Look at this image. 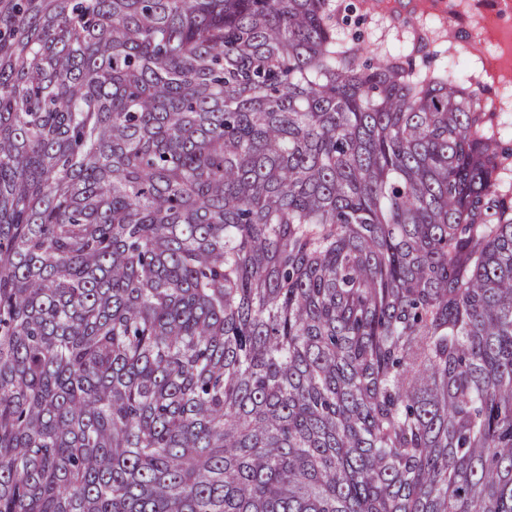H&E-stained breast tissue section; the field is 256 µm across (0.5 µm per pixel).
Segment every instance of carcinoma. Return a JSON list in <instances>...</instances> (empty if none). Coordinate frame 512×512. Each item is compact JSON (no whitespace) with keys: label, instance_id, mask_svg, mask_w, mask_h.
<instances>
[{"label":"carcinoma","instance_id":"cac0c4a2","mask_svg":"<svg viewBox=\"0 0 512 512\" xmlns=\"http://www.w3.org/2000/svg\"><path fill=\"white\" fill-rule=\"evenodd\" d=\"M325 5L0 0V512H512V151Z\"/></svg>","mask_w":512,"mask_h":512}]
</instances>
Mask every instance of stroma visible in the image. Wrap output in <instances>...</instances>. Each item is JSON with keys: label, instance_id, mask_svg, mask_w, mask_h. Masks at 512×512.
<instances>
[{"label": "stroma", "instance_id": "stroma-1", "mask_svg": "<svg viewBox=\"0 0 512 512\" xmlns=\"http://www.w3.org/2000/svg\"><path fill=\"white\" fill-rule=\"evenodd\" d=\"M337 39L357 58L401 55L483 99L512 143V0H328Z\"/></svg>", "mask_w": 512, "mask_h": 512}]
</instances>
